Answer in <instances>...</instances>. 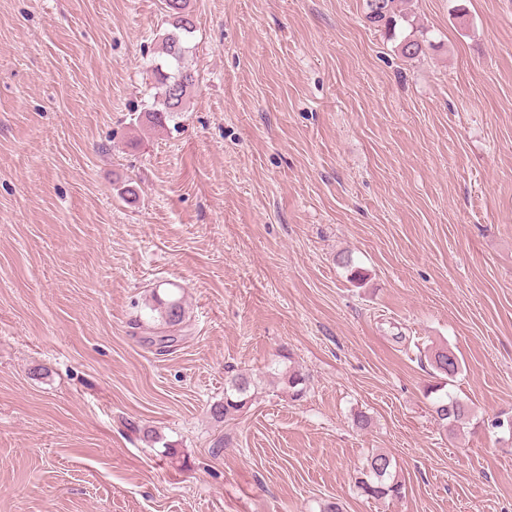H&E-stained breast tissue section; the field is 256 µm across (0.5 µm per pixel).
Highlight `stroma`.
I'll list each match as a JSON object with an SVG mask.
<instances>
[{
	"mask_svg": "<svg viewBox=\"0 0 512 512\" xmlns=\"http://www.w3.org/2000/svg\"><path fill=\"white\" fill-rule=\"evenodd\" d=\"M409 7L414 60L364 0H190L155 127L163 0H0V512H512V0ZM166 12L172 19L171 29L162 39L159 61L155 72L162 87L161 109L145 112L148 122L161 126L163 121L173 118L174 114L184 109L188 90L194 85V73L184 65L185 57L190 51L188 38L194 31V21L188 10V0H164ZM180 91V101H176L174 89ZM155 303L156 305L153 306L152 310L157 311L158 318H160L159 321L162 325L175 327L183 323L185 319V309L181 297L168 300L156 298ZM430 364L434 371L448 379V384L454 382L462 372V361L448 348H437L431 352ZM257 384L246 374L234 376L224 389V402L211 407L213 418L224 421L232 419L246 407L255 395ZM434 418L446 425L458 427L470 416L469 406L450 393L433 397L431 400ZM393 469V460L388 454L373 453L366 461L358 488L364 495L378 500L400 497L403 485L396 479Z\"/></svg>",
	"mask_w": 512,
	"mask_h": 512,
	"instance_id": "35a3bbf8",
	"label": "stroma"
}]
</instances>
